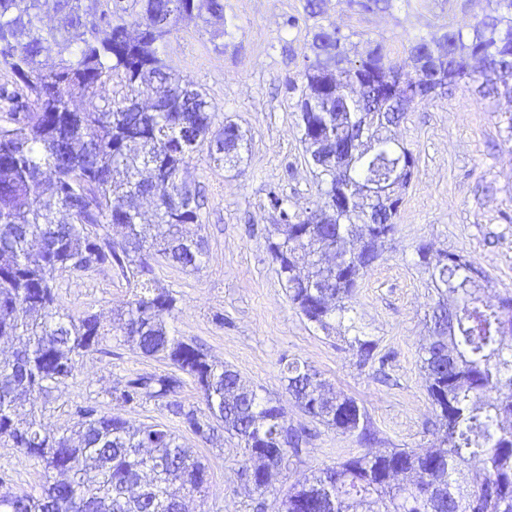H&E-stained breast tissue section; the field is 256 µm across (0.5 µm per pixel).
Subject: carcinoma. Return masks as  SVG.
Wrapping results in <instances>:
<instances>
[{
	"label": "carcinoma",
	"mask_w": 512,
	"mask_h": 512,
	"mask_svg": "<svg viewBox=\"0 0 512 512\" xmlns=\"http://www.w3.org/2000/svg\"><path fill=\"white\" fill-rule=\"evenodd\" d=\"M0 0V336L17 347L0 355V441L40 463L38 494L0 491V512H183L200 494L207 467L161 424L133 427L95 402L75 405L78 441L47 431L39 399L69 384L75 357L98 349L97 316L56 305L60 273L117 267L135 283L115 310L124 342L170 362L173 372L137 375L114 388L126 405L165 404L208 442L214 423L235 435L259 493L270 470L300 457L310 433L288 423L276 400L261 398L239 374L171 334L177 299L153 276L161 257L196 271L205 255L200 204L184 173L207 149L213 163L239 158L245 135L226 123L193 82L167 68L159 44L179 22L222 20L224 0ZM360 14L394 0H349ZM448 27L394 59L377 42L352 58L339 27L313 26L302 70L297 129L317 179L319 200L303 211L272 194L279 214L269 251L292 304L317 328H335L360 281L393 235L400 192L415 159L382 135L411 105L464 81L482 96L512 102V0ZM56 54L51 67L41 57ZM154 204V221L141 205ZM124 230L121 238L111 227ZM437 300L431 342L419 358L435 411L434 446L353 456L288 490L278 512H512V294L482 299L476 265L454 252L417 250ZM359 363L384 368L388 356L355 336ZM192 376L207 412L177 400L178 372ZM288 392L312 419L374 440L365 407L336 392L312 366L287 364ZM479 477L469 481L463 468Z\"/></svg>",
	"instance_id": "cac0c4a2"
}]
</instances>
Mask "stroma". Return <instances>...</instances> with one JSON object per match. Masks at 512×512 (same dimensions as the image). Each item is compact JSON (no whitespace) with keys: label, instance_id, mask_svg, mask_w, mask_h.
I'll list each match as a JSON object with an SVG mask.
<instances>
[{"label":"stroma","instance_id":"obj_1","mask_svg":"<svg viewBox=\"0 0 512 512\" xmlns=\"http://www.w3.org/2000/svg\"><path fill=\"white\" fill-rule=\"evenodd\" d=\"M487 0H396L393 8L361 15L347 0H327L323 24L349 34L357 50L383 42L403 58L410 44L445 27H468L488 11ZM303 0H224V35L212 38L201 21L176 25L160 46L174 72L192 81L217 108L216 125L236 124L247 137L237 165H215L207 151L194 153L187 182L199 194L207 255L187 272L156 259L155 273L174 293L170 325L176 336L201 346L239 372L260 396L279 399L288 421L312 437L300 458L273 470L265 512H277L289 489L313 472L365 451L357 436L312 421L289 396L283 367L307 362L336 391L354 397L368 413L378 448H428L435 414L420 370L433 293L418 264L417 249L465 255L490 281L487 300L512 292V141L505 100L479 97L464 85L415 104L392 130L414 158L412 182L383 256L361 281L353 308L336 332L315 327L291 304L267 249L278 215L269 197L288 196L294 209L311 207L318 184L296 130L295 85L309 55L307 25L289 27ZM133 284L115 268L62 273L57 303L62 312L99 315L108 334L99 350L76 359L75 378L42 399L43 424L64 431L75 404L92 401L133 424H165L208 467L202 494L186 499L185 512H256L257 497L240 478L246 458L236 438L220 433L207 443L158 402L123 406L112 400L117 383L139 374L170 371L168 361L124 343L113 310L132 296ZM374 341L389 357L386 374L360 365L348 341ZM0 478L16 493L39 492L42 469L0 442Z\"/></svg>","mask_w":512,"mask_h":512}]
</instances>
